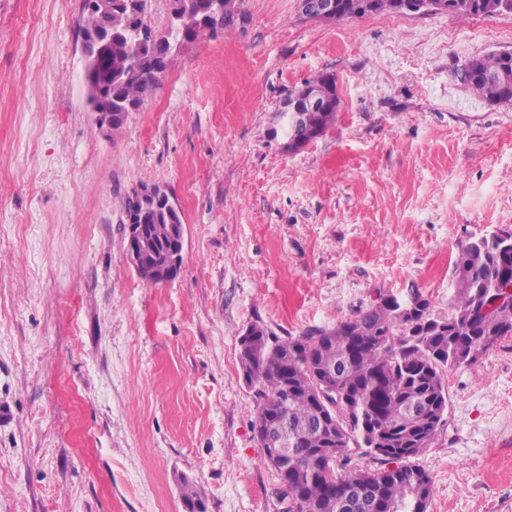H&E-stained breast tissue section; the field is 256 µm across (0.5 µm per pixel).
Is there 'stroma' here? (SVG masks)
<instances>
[{
  "label": "stroma",
  "instance_id": "1",
  "mask_svg": "<svg viewBox=\"0 0 512 512\" xmlns=\"http://www.w3.org/2000/svg\"><path fill=\"white\" fill-rule=\"evenodd\" d=\"M82 0H0V512H282L239 338L352 318L419 290L448 312L468 239L512 233V103L458 70L512 52V15L303 18L245 0L174 54L120 131L87 105ZM334 74L321 137L287 151L289 90ZM186 227L170 284L124 261L140 182ZM418 464L428 512H512V336L449 370Z\"/></svg>",
  "mask_w": 512,
  "mask_h": 512
}]
</instances>
